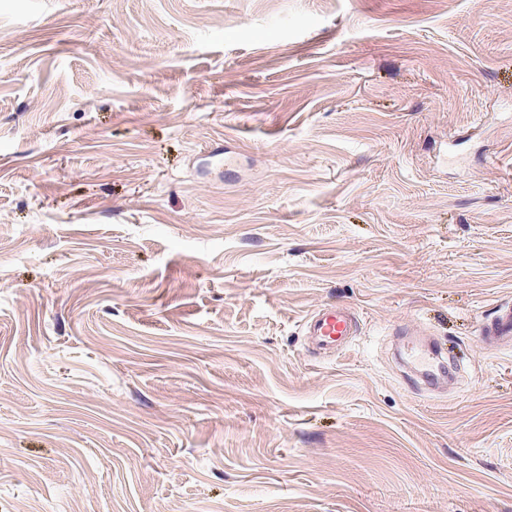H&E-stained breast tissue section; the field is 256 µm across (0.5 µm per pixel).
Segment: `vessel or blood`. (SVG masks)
I'll use <instances>...</instances> for the list:
<instances>
[{
  "instance_id": "vessel-or-blood-1",
  "label": "vessel or blood",
  "mask_w": 512,
  "mask_h": 512,
  "mask_svg": "<svg viewBox=\"0 0 512 512\" xmlns=\"http://www.w3.org/2000/svg\"><path fill=\"white\" fill-rule=\"evenodd\" d=\"M303 326L315 350L331 354L342 352L358 329L350 306L328 304L308 316ZM481 336L487 348L512 347V305L501 306L494 319L482 326ZM409 356L420 366V378L435 385L446 370L442 348L434 343H416L408 348Z\"/></svg>"
}]
</instances>
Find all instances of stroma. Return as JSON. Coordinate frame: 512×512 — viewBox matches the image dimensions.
I'll return each instance as SVG.
<instances>
[{"label": "stroma", "instance_id": "stroma-1", "mask_svg": "<svg viewBox=\"0 0 512 512\" xmlns=\"http://www.w3.org/2000/svg\"><path fill=\"white\" fill-rule=\"evenodd\" d=\"M509 302L512 0H0V512H512ZM305 334L317 351L342 352L358 329L357 318L349 305L328 304L308 316ZM481 336L487 348L512 347V305H502L494 319L481 327ZM443 353L442 348L434 342L408 346V355L421 366L419 378L428 386L435 385L439 376L446 370Z\"/></svg>", "mask_w": 512, "mask_h": 512}]
</instances>
